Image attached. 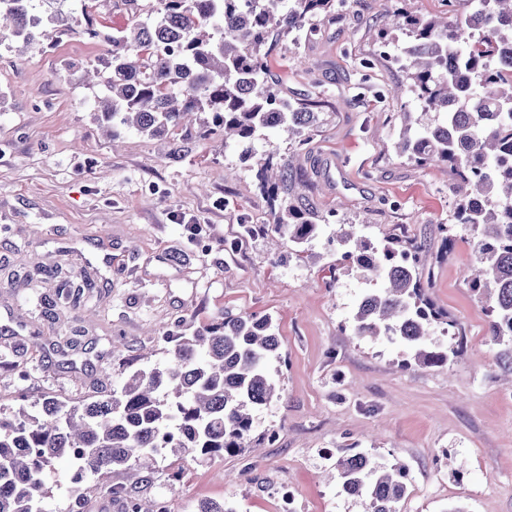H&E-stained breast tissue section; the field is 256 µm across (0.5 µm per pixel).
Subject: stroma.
<instances>
[{
    "label": "stroma",
    "mask_w": 512,
    "mask_h": 512,
    "mask_svg": "<svg viewBox=\"0 0 512 512\" xmlns=\"http://www.w3.org/2000/svg\"><path fill=\"white\" fill-rule=\"evenodd\" d=\"M445 13L443 0H347L300 52L271 36L268 67L283 97L308 105L319 124L303 145L271 134L250 156L199 135V123L148 137L108 135L92 110L86 68L104 67L107 43L83 35L132 27L123 0H96L91 19L24 56L0 46V404L46 393L79 401L109 394L105 367L169 364L171 337L241 312L269 316L282 389L257 415L248 447L234 456L160 457L139 496L167 512L212 500L235 512H278L275 489L297 493L298 512H361L323 474L349 450L405 461L412 482L402 512H512V373L497 361L486 317L465 274L469 235L445 247L452 172L397 158L396 102L377 92L400 72L380 56L379 31L393 9ZM372 60L361 68V60ZM292 154L310 187L302 202L322 223L297 258L272 247L270 204L255 173L269 153ZM368 220L375 239L404 234L427 244L428 294L456 318L464 353L448 365L404 368L405 348L352 331L370 282L354 269L329 274L336 229ZM199 225L190 235L187 224ZM250 235H243V225ZM88 279L77 308L57 300L62 277ZM275 440H268L269 432ZM124 473L86 475L79 491L48 477L45 512H124L109 488Z\"/></svg>",
    "instance_id": "35a3bbf8"
}]
</instances>
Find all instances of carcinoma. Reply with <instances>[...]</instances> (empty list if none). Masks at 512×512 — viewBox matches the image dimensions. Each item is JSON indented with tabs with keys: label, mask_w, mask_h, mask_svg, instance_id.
<instances>
[{
	"label": "carcinoma",
	"mask_w": 512,
	"mask_h": 512,
	"mask_svg": "<svg viewBox=\"0 0 512 512\" xmlns=\"http://www.w3.org/2000/svg\"><path fill=\"white\" fill-rule=\"evenodd\" d=\"M162 8L128 30L106 35L108 76L94 96L104 120L150 137L192 113H208L203 133L224 132V146L252 144L273 130L292 142L314 128L316 113L282 101L262 48L280 34L296 46L315 24L336 11V0H159ZM445 18L395 11L386 16L381 47H403L405 82L391 92L400 102L397 154L419 167L444 164L454 175L451 223L470 232L475 267L467 284L483 304L489 341L512 371V66L499 59L512 46V0H480ZM35 0H0V46H32L46 36ZM271 200L275 232L298 253L315 236V217L295 205L308 185L293 161L270 156L258 171ZM336 243L349 262L381 287L356 304L358 336L388 337L407 350L403 365L443 366L463 345L434 344V324L457 328L435 307L419 255L425 244L392 235L375 244L355 224L340 225ZM415 263L403 264L408 255ZM281 357L268 316L243 312L181 337L164 369L137 370L107 395L70 403L44 395L25 408L0 412V512H37L45 478L60 460L80 471L121 470L136 482L150 478L168 452L211 457L245 447L254 415L279 397L269 363ZM334 478L363 512H401L411 475L400 461L382 462L364 452L336 459ZM129 512H165L118 486Z\"/></svg>",
	"instance_id": "1"
}]
</instances>
